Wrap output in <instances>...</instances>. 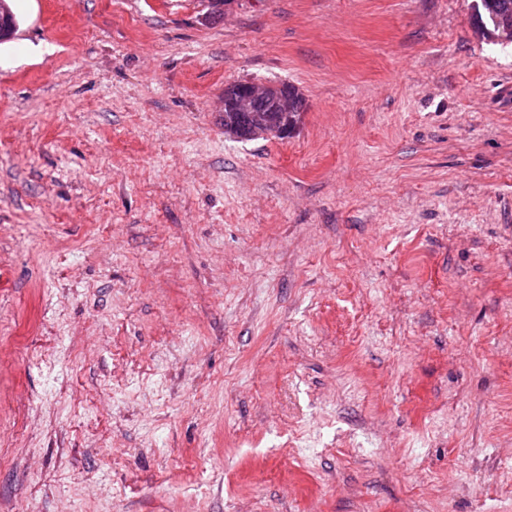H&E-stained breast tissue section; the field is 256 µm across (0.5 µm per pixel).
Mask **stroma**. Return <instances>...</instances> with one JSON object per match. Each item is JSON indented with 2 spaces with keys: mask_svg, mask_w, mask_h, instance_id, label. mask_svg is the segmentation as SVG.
<instances>
[{
  "mask_svg": "<svg viewBox=\"0 0 512 512\" xmlns=\"http://www.w3.org/2000/svg\"><path fill=\"white\" fill-rule=\"evenodd\" d=\"M474 0H11L0 512H512V47ZM294 85L287 139L225 84Z\"/></svg>",
  "mask_w": 512,
  "mask_h": 512,
  "instance_id": "35a3bbf8",
  "label": "stroma"
}]
</instances>
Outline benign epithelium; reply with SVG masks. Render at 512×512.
<instances>
[{"mask_svg": "<svg viewBox=\"0 0 512 512\" xmlns=\"http://www.w3.org/2000/svg\"><path fill=\"white\" fill-rule=\"evenodd\" d=\"M499 31V41L508 44L512 42V16L502 14L495 18ZM238 96L234 100L235 109L244 114L243 122L231 128H224V132L236 139L248 136L249 129L255 124L268 127L269 132L275 135L282 131L269 121V115L264 110L274 112H293L296 108L294 98L282 86L273 83L245 80L237 85Z\"/></svg>", "mask_w": 512, "mask_h": 512, "instance_id": "benign-epithelium-1", "label": "benign epithelium"}]
</instances>
